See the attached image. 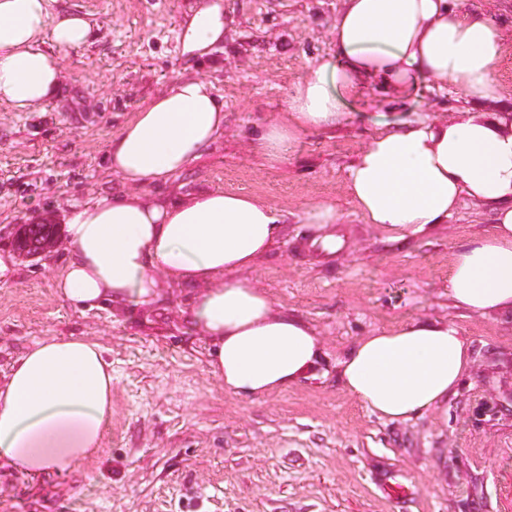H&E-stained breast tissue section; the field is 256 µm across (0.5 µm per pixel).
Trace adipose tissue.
<instances>
[{
    "label": "adipose tissue",
    "mask_w": 512,
    "mask_h": 512,
    "mask_svg": "<svg viewBox=\"0 0 512 512\" xmlns=\"http://www.w3.org/2000/svg\"><path fill=\"white\" fill-rule=\"evenodd\" d=\"M336 51L292 88L282 117L252 146L284 159L310 130L333 132L354 118L358 89L379 83L406 100L417 78L455 92L464 106L446 120L385 124L348 168L346 190L384 241L403 246L433 235L468 200L489 212L490 230L458 245L448 296L471 314L512 313V102L496 80L501 29L452 0H342ZM85 16L59 0H0V103L35 112L51 100L62 70L50 46L82 49ZM224 38L222 0H200L181 33L184 55ZM224 130V105L210 82L177 78L112 138L108 166L124 185L65 217L69 261L57 291L71 305L150 309L162 281L192 285L191 319L211 343L210 368L225 391L256 398L312 375L321 341L296 314L275 309L247 278L273 248L283 217L261 198L202 191L169 201L133 194L166 183ZM473 365L469 341L450 318H418L357 338L338 363L343 389L378 417L411 420L444 412ZM112 414V366L86 336L36 341L0 383V470L67 476L98 452Z\"/></svg>",
    "instance_id": "obj_1"
}]
</instances>
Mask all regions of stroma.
Instances as JSON below:
<instances>
[{
    "label": "stroma",
    "instance_id": "35a3bbf8",
    "mask_svg": "<svg viewBox=\"0 0 512 512\" xmlns=\"http://www.w3.org/2000/svg\"><path fill=\"white\" fill-rule=\"evenodd\" d=\"M97 21L84 49L56 51L58 97L40 112L0 103V380L46 336H88L112 363V418L100 454L70 477L0 472V512H512V314L467 315L448 297L457 246L487 228L472 202L427 241L383 243L343 187L353 157L385 122L446 117L460 104L418 80L390 107L356 100L355 120L302 134L269 166L255 131L279 117L309 63L331 54L341 0H224L223 42L194 62L180 31L197 0H66ZM212 81L224 130L183 173L143 193L178 199L203 190L254 194L286 213L282 234L250 277L277 307L304 318L323 342L314 378L262 398L226 392L209 368L211 345L190 326L194 289L163 285L142 310H82L55 282L62 241L29 256L16 246L27 218L63 215L122 187L108 144L145 101L182 75ZM336 205L340 251L311 248L312 201ZM453 317L474 357L447 414L389 422L351 398L336 364L358 337L416 318Z\"/></svg>",
    "mask_w": 512,
    "mask_h": 512
}]
</instances>
